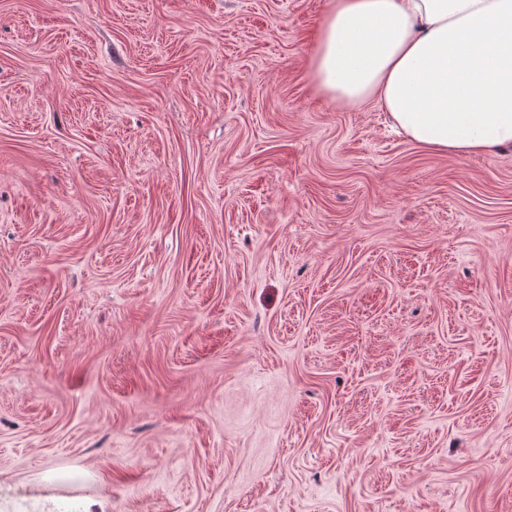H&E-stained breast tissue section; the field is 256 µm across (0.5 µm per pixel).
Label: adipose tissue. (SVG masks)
<instances>
[{
	"mask_svg": "<svg viewBox=\"0 0 512 512\" xmlns=\"http://www.w3.org/2000/svg\"><path fill=\"white\" fill-rule=\"evenodd\" d=\"M312 65L321 92L423 148L512 147V0H331Z\"/></svg>",
	"mask_w": 512,
	"mask_h": 512,
	"instance_id": "ef3b65f1",
	"label": "adipose tissue"
}]
</instances>
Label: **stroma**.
<instances>
[{"label":"stroma","instance_id":"stroma-1","mask_svg":"<svg viewBox=\"0 0 512 512\" xmlns=\"http://www.w3.org/2000/svg\"><path fill=\"white\" fill-rule=\"evenodd\" d=\"M331 0H0V512H512V148L320 94Z\"/></svg>","mask_w":512,"mask_h":512}]
</instances>
